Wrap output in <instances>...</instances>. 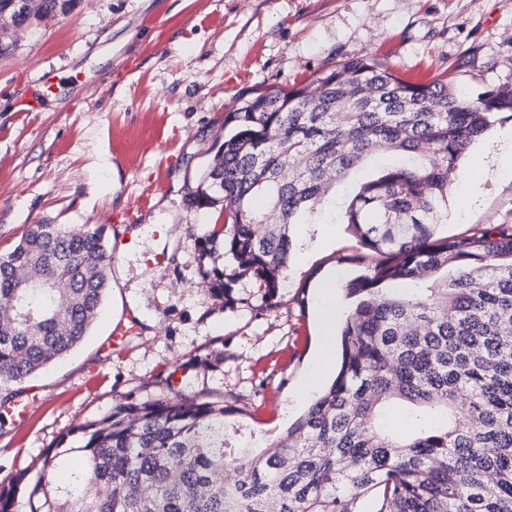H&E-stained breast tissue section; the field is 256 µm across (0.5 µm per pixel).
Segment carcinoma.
<instances>
[{
	"instance_id": "1",
	"label": "carcinoma",
	"mask_w": 512,
	"mask_h": 512,
	"mask_svg": "<svg viewBox=\"0 0 512 512\" xmlns=\"http://www.w3.org/2000/svg\"><path fill=\"white\" fill-rule=\"evenodd\" d=\"M31 25L76 0H36ZM315 87L259 93L224 118V141L188 204L232 212L222 245L273 296L292 224H327L336 183L370 164L339 221L381 260L350 279L331 384L287 434L227 444L222 401L161 397L82 428L47 452L31 512H512V224L441 237L449 174L502 112L512 83L476 97L452 81L405 82L357 53ZM101 227L31 224L0 254V408L10 390L81 344L109 290Z\"/></svg>"
}]
</instances>
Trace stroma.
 <instances>
[{
    "mask_svg": "<svg viewBox=\"0 0 512 512\" xmlns=\"http://www.w3.org/2000/svg\"><path fill=\"white\" fill-rule=\"evenodd\" d=\"M0 253L37 222L105 226L133 238L112 259L103 311L83 343L19 384L26 423L0 428V491L30 512L31 479L58 439L82 445L77 427L120 404L178 392L223 399L228 437L258 446L284 435L314 396L319 283L367 267L344 224H295L288 274L273 298L252 276L224 293L205 275L222 254L201 257L209 224L229 212L186 198L242 99L310 84L355 53L411 83L443 78L470 95L512 83V0H77L26 29L0 30ZM82 75L36 112L17 101L38 76ZM512 115L493 125L450 176L443 236L512 223ZM166 256L148 270L147 259ZM140 301L130 310L129 296ZM127 329L120 348L109 338ZM30 481L14 487L19 473Z\"/></svg>",
    "mask_w": 512,
    "mask_h": 512,
    "instance_id": "1",
    "label": "stroma"
}]
</instances>
